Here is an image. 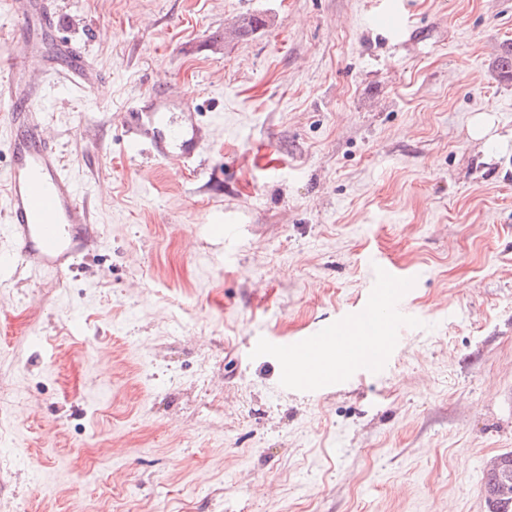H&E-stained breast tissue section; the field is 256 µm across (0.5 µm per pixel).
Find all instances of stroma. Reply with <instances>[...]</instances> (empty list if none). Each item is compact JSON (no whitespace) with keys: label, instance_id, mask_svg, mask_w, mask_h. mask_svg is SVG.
Here are the masks:
<instances>
[{"label":"stroma","instance_id":"stroma-1","mask_svg":"<svg viewBox=\"0 0 512 512\" xmlns=\"http://www.w3.org/2000/svg\"><path fill=\"white\" fill-rule=\"evenodd\" d=\"M56 3L104 82L50 61L40 101L101 243L59 276L0 236V512H486L512 452V0ZM157 83L197 95L201 166L131 156L118 115ZM384 264L411 320L376 370L285 384L261 345L335 328Z\"/></svg>","mask_w":512,"mask_h":512}]
</instances>
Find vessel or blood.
Masks as SVG:
<instances>
[{
    "instance_id": "obj_1",
    "label": "vessel or blood",
    "mask_w": 512,
    "mask_h": 512,
    "mask_svg": "<svg viewBox=\"0 0 512 512\" xmlns=\"http://www.w3.org/2000/svg\"><path fill=\"white\" fill-rule=\"evenodd\" d=\"M8 5L19 40L11 46L0 70V100L8 104L4 117L11 155V165L0 177L7 201V235L30 268L61 273L72 269L83 249L97 240L84 194L65 168L42 118L38 79L31 69L40 53L36 30L59 28L64 20L52 8L51 0H8ZM60 56L66 72L87 90L101 85V77L87 68L81 47L63 45ZM120 122L135 150L147 151L157 161L189 165L207 146L198 120L197 98L189 91L174 95L156 87L146 104L127 106ZM411 285V280L384 271L373 284L370 310L341 320L336 341H344L351 330L370 324L376 311L405 319L399 292Z\"/></svg>"
}]
</instances>
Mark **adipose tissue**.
Segmentation results:
<instances>
[{"instance_id": "1", "label": "adipose tissue", "mask_w": 512, "mask_h": 512, "mask_svg": "<svg viewBox=\"0 0 512 512\" xmlns=\"http://www.w3.org/2000/svg\"><path fill=\"white\" fill-rule=\"evenodd\" d=\"M389 342L387 336L379 331L355 330L347 345L337 343L326 344L316 353L303 354L285 363L284 368L289 377L300 385L313 384L316 377L350 366L356 355L368 356L371 360H379Z\"/></svg>"}]
</instances>
